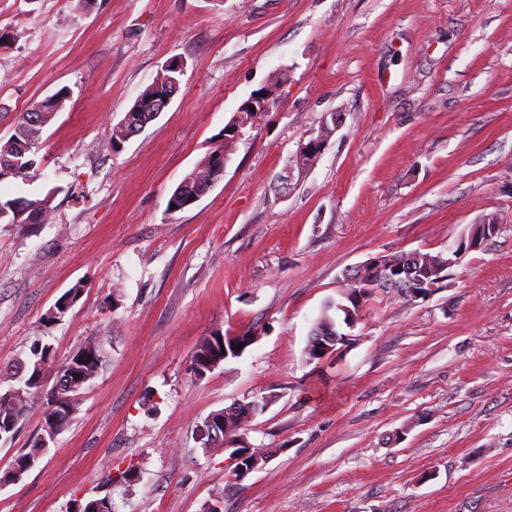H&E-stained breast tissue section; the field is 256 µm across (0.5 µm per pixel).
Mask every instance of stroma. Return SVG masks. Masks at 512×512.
Returning <instances> with one entry per match:
<instances>
[{
  "instance_id": "1",
  "label": "stroma",
  "mask_w": 512,
  "mask_h": 512,
  "mask_svg": "<svg viewBox=\"0 0 512 512\" xmlns=\"http://www.w3.org/2000/svg\"><path fill=\"white\" fill-rule=\"evenodd\" d=\"M181 90L123 148L112 128L165 63ZM279 104L224 175L168 213L179 182L275 73ZM42 225L0 223V375L48 344L91 339L106 365L0 512H512V0H0V140L34 103ZM342 123L281 190L329 113ZM498 233L442 288L379 293L321 360L306 348L343 273L401 251ZM78 302L50 320L75 283ZM253 331L197 378L215 331ZM265 402L240 439L273 456L242 482L196 438L211 413ZM43 433L33 405L0 470Z\"/></svg>"
}]
</instances>
